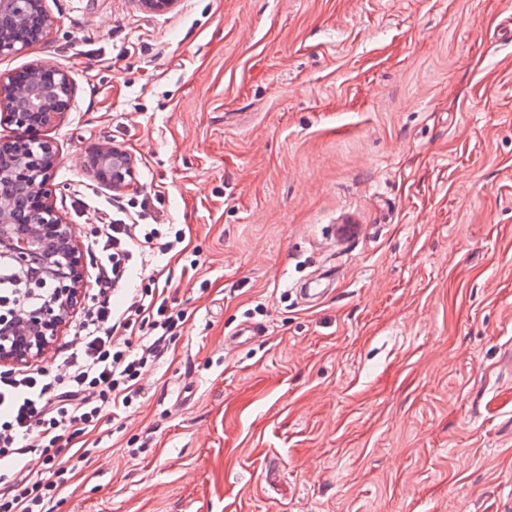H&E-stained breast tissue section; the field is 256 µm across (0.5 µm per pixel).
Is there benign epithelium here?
<instances>
[{"mask_svg": "<svg viewBox=\"0 0 512 512\" xmlns=\"http://www.w3.org/2000/svg\"><path fill=\"white\" fill-rule=\"evenodd\" d=\"M53 25L45 0H0V56L43 40ZM72 96L70 76L50 62L0 75V124L14 131L0 139V267L20 287V298L0 303L1 366L45 352L82 302L84 257L52 204L59 150L46 134ZM86 167L114 191L134 185V156L111 143L90 148Z\"/></svg>", "mask_w": 512, "mask_h": 512, "instance_id": "7a95c632", "label": "benign epithelium"}]
</instances>
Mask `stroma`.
<instances>
[{
    "instance_id": "1",
    "label": "stroma",
    "mask_w": 512,
    "mask_h": 512,
    "mask_svg": "<svg viewBox=\"0 0 512 512\" xmlns=\"http://www.w3.org/2000/svg\"><path fill=\"white\" fill-rule=\"evenodd\" d=\"M46 5L53 205L86 244L131 153L186 315L52 512H512V0ZM86 167L113 191H123L135 184L136 160L112 143H98L87 152Z\"/></svg>"
}]
</instances>
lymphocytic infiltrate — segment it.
I'll return each instance as SVG.
<instances>
[{
    "label": "lymphocytic infiltrate",
    "instance_id": "f902f5d3",
    "mask_svg": "<svg viewBox=\"0 0 512 512\" xmlns=\"http://www.w3.org/2000/svg\"><path fill=\"white\" fill-rule=\"evenodd\" d=\"M181 231L112 221L87 245L96 290L61 366L0 370V512H51L69 485L59 454L69 429L120 417L140 395L142 372L167 352L184 313L165 288L132 287L135 261L169 253Z\"/></svg>",
    "mask_w": 512,
    "mask_h": 512
}]
</instances>
